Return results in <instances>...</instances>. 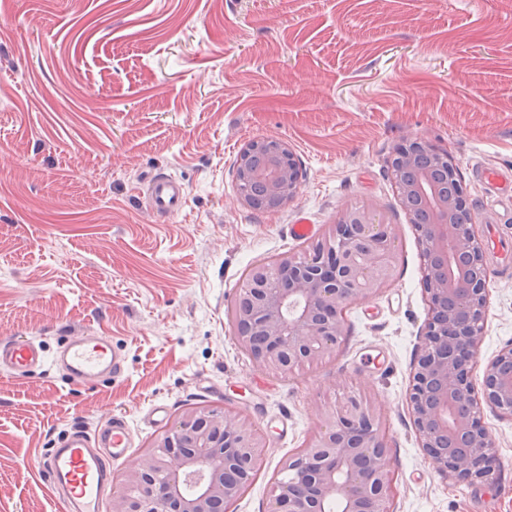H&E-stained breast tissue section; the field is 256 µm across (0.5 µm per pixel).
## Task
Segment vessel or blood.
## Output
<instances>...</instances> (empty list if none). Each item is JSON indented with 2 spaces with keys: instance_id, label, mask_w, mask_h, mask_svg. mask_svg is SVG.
Listing matches in <instances>:
<instances>
[{
  "instance_id": "b4317fda",
  "label": "vessel or blood",
  "mask_w": 512,
  "mask_h": 512,
  "mask_svg": "<svg viewBox=\"0 0 512 512\" xmlns=\"http://www.w3.org/2000/svg\"><path fill=\"white\" fill-rule=\"evenodd\" d=\"M478 176L500 192L502 202L512 203L511 169L482 170ZM143 197L151 213L168 218L183 210L186 190L180 180L160 171L148 179ZM125 370L118 345L93 330L64 336L52 353L33 338L0 341V371L21 380L55 371L74 385L100 384L118 380ZM133 442L127 419L115 415L92 433L80 427L65 431L38 457L36 467L66 512H102L112 467L129 457Z\"/></svg>"
}]
</instances>
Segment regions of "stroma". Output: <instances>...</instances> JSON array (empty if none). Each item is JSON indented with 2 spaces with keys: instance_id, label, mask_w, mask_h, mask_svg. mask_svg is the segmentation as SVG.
<instances>
[{
  "instance_id": "stroma-1",
  "label": "stroma",
  "mask_w": 512,
  "mask_h": 512,
  "mask_svg": "<svg viewBox=\"0 0 512 512\" xmlns=\"http://www.w3.org/2000/svg\"><path fill=\"white\" fill-rule=\"evenodd\" d=\"M267 137L288 142L302 180L288 206L259 212L240 201L235 164ZM415 138L448 150L476 233L511 217L473 170L512 169V0H0V338L51 351L93 329L127 357L106 385L0 376V512H64L35 460L63 430H94L98 411L134 432L120 479L170 428L148 420L158 402L171 418H254L266 456L226 512H269L282 460L346 394L382 409L390 512H512V416L481 407L489 482L438 473L416 436L408 394L429 306L388 172ZM160 169L187 191L170 218L138 195ZM346 208L392 225V281L344 310L326 360L257 370L228 321L243 274L303 253L289 224L322 232ZM487 300L477 384L512 344V270L488 269Z\"/></svg>"
}]
</instances>
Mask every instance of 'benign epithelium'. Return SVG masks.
Here are the masks:
<instances>
[{
  "label": "benign epithelium",
  "instance_id": "benign-epithelium-1",
  "mask_svg": "<svg viewBox=\"0 0 512 512\" xmlns=\"http://www.w3.org/2000/svg\"><path fill=\"white\" fill-rule=\"evenodd\" d=\"M403 207L423 205L418 226L422 284L431 317L409 394L413 421L434 468L466 481L495 471L491 437L474 411L471 379L487 307L483 246L470 224L455 221L467 200L432 178L453 169L448 152L420 140L397 146L389 159ZM235 180L252 209L273 210L298 193L301 172L288 143L255 140L238 154ZM392 227L350 208L328 226L305 260L291 254L253 265L230 312L234 338L253 365L286 374L323 360L344 336L343 311L388 284L397 257ZM482 398L512 415V347L487 364ZM318 428L301 453L285 458L270 512H389L393 479L376 405L354 395L318 409ZM267 445L256 425L229 411L193 408L145 448L125 473L110 512H216L240 497L235 461L255 471Z\"/></svg>",
  "mask_w": 512,
  "mask_h": 512
}]
</instances>
